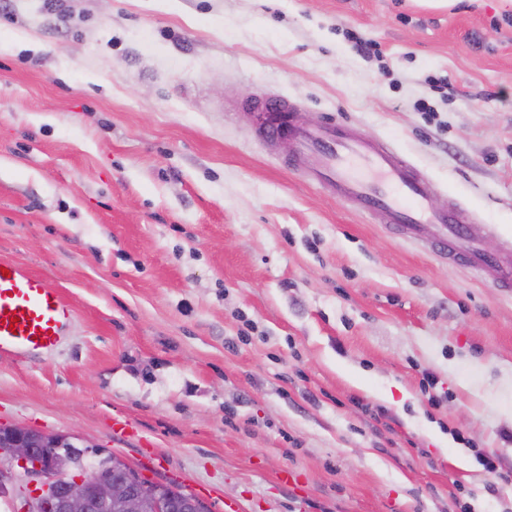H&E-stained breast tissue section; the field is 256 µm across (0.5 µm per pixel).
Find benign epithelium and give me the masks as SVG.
Returning a JSON list of instances; mask_svg holds the SVG:
<instances>
[{
	"mask_svg": "<svg viewBox=\"0 0 512 512\" xmlns=\"http://www.w3.org/2000/svg\"><path fill=\"white\" fill-rule=\"evenodd\" d=\"M0 488L13 512H208L192 492L144 479L116 454L65 434L0 425Z\"/></svg>",
	"mask_w": 512,
	"mask_h": 512,
	"instance_id": "obj_1",
	"label": "benign epithelium"
}]
</instances>
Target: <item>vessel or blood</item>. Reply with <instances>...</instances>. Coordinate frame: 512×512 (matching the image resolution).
<instances>
[{
    "label": "vessel or blood",
    "instance_id": "1",
    "mask_svg": "<svg viewBox=\"0 0 512 512\" xmlns=\"http://www.w3.org/2000/svg\"><path fill=\"white\" fill-rule=\"evenodd\" d=\"M251 108L259 136L273 147L287 144L290 167L305 169L336 197L395 230L415 236L430 229V243L439 252L488 272L498 287L512 288V227L498 231L490 224L466 223L458 205L437 209L427 174L385 141L361 137L333 119L316 128L301 126L295 104L284 97L263 98ZM493 232L503 243L496 256L479 246ZM73 317L71 306L46 279L15 265L0 275V352L51 350Z\"/></svg>",
    "mask_w": 512,
    "mask_h": 512
}]
</instances>
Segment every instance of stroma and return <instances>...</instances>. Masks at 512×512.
<instances>
[{
  "mask_svg": "<svg viewBox=\"0 0 512 512\" xmlns=\"http://www.w3.org/2000/svg\"><path fill=\"white\" fill-rule=\"evenodd\" d=\"M270 94L512 225V0H0V261L75 314L0 424L211 512H512V292L286 167Z\"/></svg>",
  "mask_w": 512,
  "mask_h": 512,
  "instance_id": "stroma-1",
  "label": "stroma"
}]
</instances>
